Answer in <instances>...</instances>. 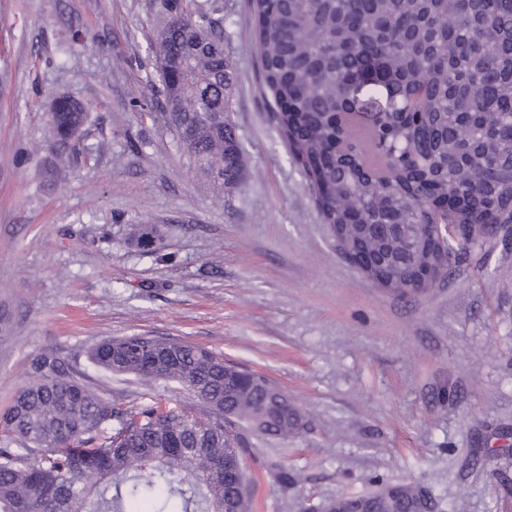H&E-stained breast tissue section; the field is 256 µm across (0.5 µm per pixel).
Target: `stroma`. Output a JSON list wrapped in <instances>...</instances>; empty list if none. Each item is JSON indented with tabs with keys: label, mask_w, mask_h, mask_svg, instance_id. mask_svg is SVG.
Here are the masks:
<instances>
[{
	"label": "stroma",
	"mask_w": 512,
	"mask_h": 512,
	"mask_svg": "<svg viewBox=\"0 0 512 512\" xmlns=\"http://www.w3.org/2000/svg\"><path fill=\"white\" fill-rule=\"evenodd\" d=\"M235 64L228 118L249 168L216 197L165 122L150 38L159 0H0V412L43 351L130 408L148 388L88 349L144 334L265 375L305 414L253 439L255 512L411 483L435 512H512V246L486 237L448 278L401 296L341 255L271 120L249 0H222ZM90 108L71 167L51 168L48 112ZM153 224L167 261L137 250Z\"/></svg>",
	"instance_id": "1"
}]
</instances>
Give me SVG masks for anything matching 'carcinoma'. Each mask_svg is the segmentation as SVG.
I'll use <instances>...</instances> for the list:
<instances>
[{
  "mask_svg": "<svg viewBox=\"0 0 512 512\" xmlns=\"http://www.w3.org/2000/svg\"><path fill=\"white\" fill-rule=\"evenodd\" d=\"M246 47L272 119L302 167L323 223L382 285L421 288L444 225L448 267L467 228L512 244V0H251ZM151 49L167 123L213 190L238 186L246 160L228 121L234 77L220 0H160ZM388 105L362 122L357 92ZM51 148L71 166L89 119L79 99L49 107ZM132 243L160 252L156 231ZM96 368L155 387L176 381L209 413L160 401L127 409L72 375L53 351L0 416V512H254L250 436L296 434L299 407L265 376L207 349L155 336L105 338ZM412 484L352 495L330 512H433Z\"/></svg>",
  "mask_w": 512,
  "mask_h": 512,
  "instance_id": "obj_1",
  "label": "carcinoma"
}]
</instances>
